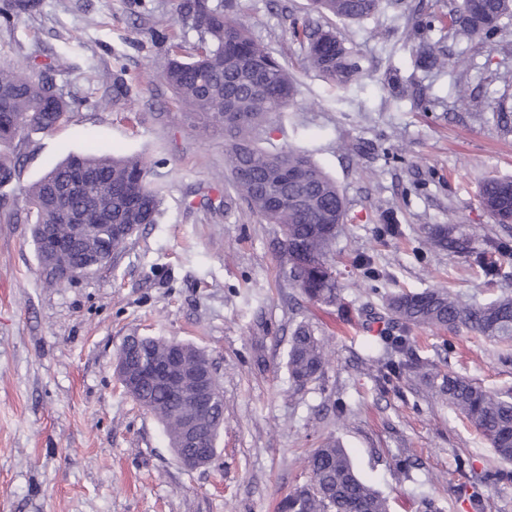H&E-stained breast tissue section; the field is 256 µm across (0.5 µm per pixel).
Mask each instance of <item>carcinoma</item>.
I'll return each instance as SVG.
<instances>
[{"label":"carcinoma","mask_w":512,"mask_h":512,"mask_svg":"<svg viewBox=\"0 0 512 512\" xmlns=\"http://www.w3.org/2000/svg\"><path fill=\"white\" fill-rule=\"evenodd\" d=\"M322 16L342 21H363L377 11L380 0H310ZM41 0H0V17L37 10ZM512 17V0H456L448 13V35L470 39L490 35L502 19ZM178 18L183 27L200 34L202 47L187 59L176 52L158 64L160 74L178 102L205 122L224 124L226 166L234 195L224 196V207L234 199L282 234V256L288 275L311 301L342 304L336 270L328 255L336 239L334 227L344 223L346 201L336 181L304 150H278L259 146L265 124L294 99L295 86L288 71L248 27L224 12V0H179ZM291 36L307 42L306 64L330 85L341 88L362 74L356 55L332 29H312L291 23ZM52 67L43 70L0 67V186L17 176L21 148L31 131L49 132L68 117L73 102L53 89L48 80ZM87 173L88 194L71 201L73 207L92 215L100 212L120 224L156 222L161 190L151 185L150 171L139 155L110 157L76 155L52 167L39 181L23 191L24 215H7L6 221L23 220L34 225L36 256H41L40 225L48 208L68 181L74 168ZM276 177L287 184L280 189L283 201L272 203L262 184ZM480 204L495 223L512 228V178L486 179L480 189ZM454 227H436L428 240L433 248L454 243ZM481 243L476 259L486 273L496 269L498 242L474 235ZM389 322L402 332L383 331L367 345L364 365L383 378L422 374L428 385L448 405L462 414L485 437L494 457L482 479L509 482L512 475L497 468V462H512V395L488 390L454 373H442L421 360L407 356L413 328H465L501 344H512V293L488 303H468L445 289L402 293L387 300ZM167 342L142 337L140 353L158 359ZM328 359L313 329L295 328L288 350V371L303 385L319 376ZM143 408L162 422L168 441L177 442L189 410L162 386H143L135 397ZM309 483L296 488L283 500L288 512H389L387 500L365 483L355 471L349 454L338 440H329L308 457ZM458 497L473 512H485L484 499L475 482L465 478L456 487Z\"/></svg>","instance_id":"cac0c4a2"}]
</instances>
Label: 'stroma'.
I'll return each instance as SVG.
<instances>
[{"label": "stroma", "mask_w": 512, "mask_h": 512, "mask_svg": "<svg viewBox=\"0 0 512 512\" xmlns=\"http://www.w3.org/2000/svg\"><path fill=\"white\" fill-rule=\"evenodd\" d=\"M177 0H43L0 20V64H55L72 101L66 122L31 133L18 180L0 187V215L22 211V187L71 154L142 155L163 196L157 221L98 271L45 281L30 225L0 219V512H280L309 479L308 456L340 439L390 512H472L453 489L458 463L483 471L491 446L420 379L380 384L363 363L385 301L444 288L487 303L512 292V230L492 224L477 195L512 177V20L490 37L448 35L453 0H382L360 23L322 18L307 0H224L225 12L268 45L298 92L273 118L276 146L308 151L341 188L347 215L330 254L345 309L308 300L288 277L277 226L245 203L225 208L224 129L186 110L157 63L199 35ZM333 27L363 73L336 89L305 65L292 19ZM420 23L421 39L407 38ZM442 65L424 68L420 42ZM465 60V69L454 68ZM474 99L463 108L457 85ZM395 219L400 232L382 226ZM505 239L494 275L470 249H429L439 224ZM380 272L367 278L360 259ZM328 352L323 373L296 385L286 367L297 325ZM204 350L224 396L216 454L188 470L157 418L125 393L116 354L129 336ZM414 356L441 371L512 393L503 346L467 330L409 333ZM345 406L337 416V406ZM410 456V477L397 456Z\"/></svg>", "instance_id": "stroma-1"}]
</instances>
